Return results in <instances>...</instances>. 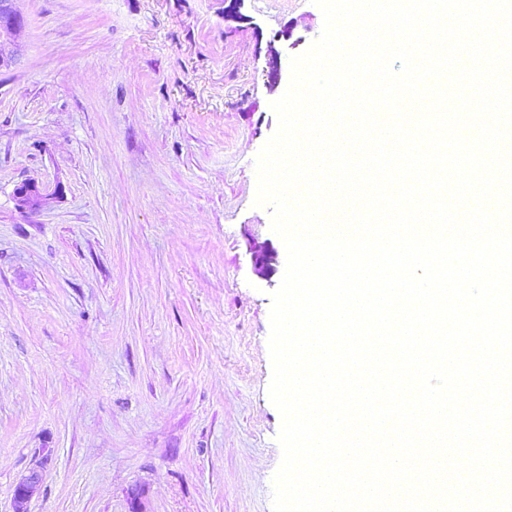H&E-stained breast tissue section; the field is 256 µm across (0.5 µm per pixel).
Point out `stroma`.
Here are the masks:
<instances>
[{
    "label": "stroma",
    "instance_id": "stroma-1",
    "mask_svg": "<svg viewBox=\"0 0 512 512\" xmlns=\"http://www.w3.org/2000/svg\"><path fill=\"white\" fill-rule=\"evenodd\" d=\"M18 7L20 51L0 69V512L37 465L26 512H273L287 255L256 163L321 8ZM28 179L50 196L33 216L13 200Z\"/></svg>",
    "mask_w": 512,
    "mask_h": 512
}]
</instances>
